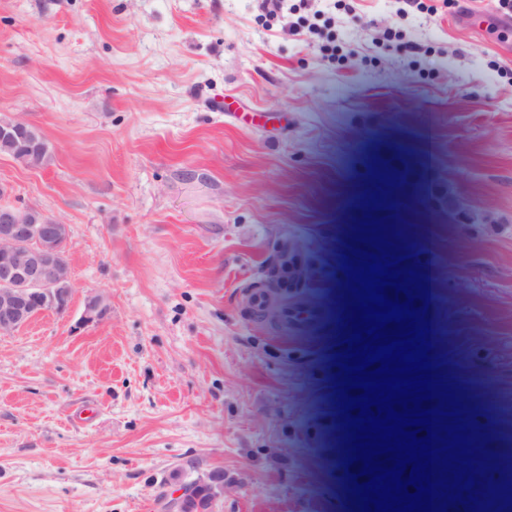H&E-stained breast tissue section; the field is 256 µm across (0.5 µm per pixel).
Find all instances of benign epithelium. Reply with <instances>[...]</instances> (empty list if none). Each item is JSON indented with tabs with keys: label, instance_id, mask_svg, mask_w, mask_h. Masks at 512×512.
Segmentation results:
<instances>
[{
	"label": "benign epithelium",
	"instance_id": "7a95c632",
	"mask_svg": "<svg viewBox=\"0 0 512 512\" xmlns=\"http://www.w3.org/2000/svg\"><path fill=\"white\" fill-rule=\"evenodd\" d=\"M34 130L19 119L0 120V143L13 145ZM70 226L60 218L34 206L0 203V333L13 332L47 310L64 312L70 308L74 283L67 251ZM293 242L283 239L266 264V277L253 284L270 293L261 316L275 321L282 303V292L275 288L282 271L288 269ZM111 310L109 297L91 293L84 301L79 320L82 326L98 324ZM206 489L216 500L224 495V482L213 472H202L184 482L168 503L169 512H187L199 490Z\"/></svg>",
	"mask_w": 512,
	"mask_h": 512
}]
</instances>
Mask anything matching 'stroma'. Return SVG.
Segmentation results:
<instances>
[{
  "label": "stroma",
  "mask_w": 512,
  "mask_h": 512,
  "mask_svg": "<svg viewBox=\"0 0 512 512\" xmlns=\"http://www.w3.org/2000/svg\"><path fill=\"white\" fill-rule=\"evenodd\" d=\"M0 0L7 201L69 224V310L0 333V512H349L334 359L343 251L373 171L430 290L431 340L494 484L512 479V50L496 0ZM435 13H427V6ZM304 262L288 334L245 313L277 242ZM111 311L80 327L88 294ZM34 126L19 119L8 118L0 120V143L7 142L14 145L23 139L25 135L34 130ZM214 471L198 473V475L189 482H184L179 488V493L172 497L168 503L170 512H187L193 501L196 500V495L200 489H206L211 494L212 498L208 495L203 496L200 502L199 512H211L213 507V500H216L224 495V481H220L213 475ZM213 499V500H212Z\"/></svg>",
  "instance_id": "stroma-1"
}]
</instances>
